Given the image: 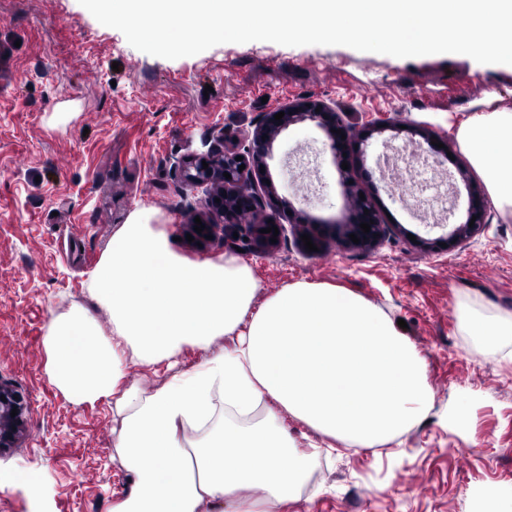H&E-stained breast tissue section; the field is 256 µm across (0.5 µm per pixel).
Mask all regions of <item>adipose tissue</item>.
<instances>
[{
  "label": "adipose tissue",
  "instance_id": "obj_1",
  "mask_svg": "<svg viewBox=\"0 0 512 512\" xmlns=\"http://www.w3.org/2000/svg\"><path fill=\"white\" fill-rule=\"evenodd\" d=\"M455 139L511 219L512 104L477 107ZM86 286L112 328L103 332L79 306L53 316L46 373L75 404H114L112 457L132 482L111 512L281 507L294 501L320 453L296 449L281 413L346 447L376 448L417 426L432 406L424 358L378 306L307 281L258 300L247 263L232 254L184 258L150 210L115 229ZM464 324L480 352L512 344V316L469 308ZM188 348L206 353L193 370L148 392L126 385L129 366L171 363ZM284 452L291 468L280 465Z\"/></svg>",
  "mask_w": 512,
  "mask_h": 512
}]
</instances>
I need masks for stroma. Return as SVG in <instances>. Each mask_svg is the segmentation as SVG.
<instances>
[{"label": "stroma", "mask_w": 512, "mask_h": 512, "mask_svg": "<svg viewBox=\"0 0 512 512\" xmlns=\"http://www.w3.org/2000/svg\"><path fill=\"white\" fill-rule=\"evenodd\" d=\"M496 94L512 102V65L266 41L169 60L135 49L78 0H0V381L31 399L20 447L0 455V512H110L130 486L112 458L111 402L78 406L52 385L43 336L75 305L108 326L87 274L140 208L183 257L241 253L259 298L308 281L373 302L406 321L427 359V417L389 446L322 455L320 480L288 512H471L479 489L512 492V359L478 353L460 315L512 314V220L490 203L485 224L452 248H422L447 227L423 222L383 172L388 147L420 146L451 175L454 220L464 221L484 183L452 126ZM304 96L345 113L349 143L336 156L309 121L277 137L264 170L276 196L266 213L283 226L277 246L220 233L186 241L207 192L181 161L221 141L242 148L258 116ZM426 131L444 152L424 144ZM346 174L386 237L371 249L332 237L305 249L295 225L350 222Z\"/></svg>", "instance_id": "1"}]
</instances>
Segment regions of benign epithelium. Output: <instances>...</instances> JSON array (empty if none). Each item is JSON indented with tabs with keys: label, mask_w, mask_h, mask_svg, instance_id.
<instances>
[{
	"label": "benign epithelium",
	"mask_w": 512,
	"mask_h": 512,
	"mask_svg": "<svg viewBox=\"0 0 512 512\" xmlns=\"http://www.w3.org/2000/svg\"><path fill=\"white\" fill-rule=\"evenodd\" d=\"M284 116L281 121L274 120L276 112H266L258 120L252 133L246 135L249 145L246 151L229 150L226 148L214 149L205 156L191 157L184 161L188 181L194 184H212L216 190L212 191L205 205L209 210V224L205 225L199 238L206 239L208 235H215L217 228L232 223V213L237 210L250 213H261L266 205L265 199L258 191L254 180V171L265 164L272 145L280 132L291 125L306 121L314 122L323 129L329 140L330 148L336 153H342L347 147V140L333 133V130H341L348 133L341 113L327 103L306 97L296 100L281 108ZM243 157L237 161L236 157ZM208 163V168H203L202 163ZM245 169H239L240 165ZM229 173L231 178L227 179L223 173ZM357 218L353 224H341L337 226L338 235L348 244L352 243L349 235L354 234L360 239L359 246L369 248L375 246L386 235L388 226L381 223L376 210L370 199H360L359 193H354ZM220 202H215V199ZM369 213H364V210ZM486 207L484 199L479 191L474 189L470 192L467 217L465 222L453 226L446 237L437 239H421L419 244L427 246L431 243L452 242L456 239L469 236L475 228L485 223ZM370 224V232L365 234L360 228V223ZM474 226H469V223ZM270 223L262 224H235L241 237L249 240L262 242L266 247L271 248L270 238L272 234L264 232ZM0 454L10 448L19 447L25 434V416L28 412L30 401L23 393L11 385L0 382ZM17 409V415H11L12 409Z\"/></svg>",
	"instance_id": "obj_1"
}]
</instances>
